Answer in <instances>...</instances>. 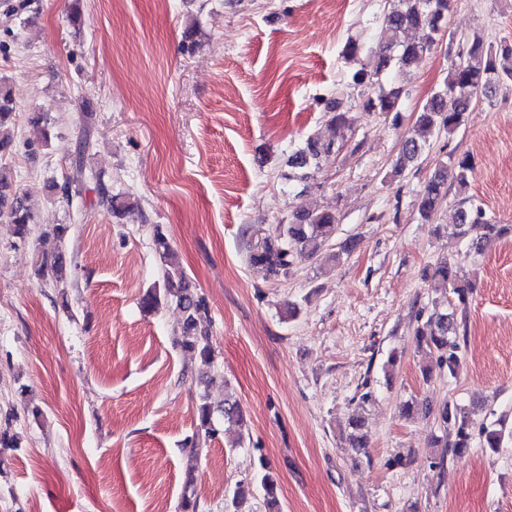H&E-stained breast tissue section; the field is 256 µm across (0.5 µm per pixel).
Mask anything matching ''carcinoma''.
Returning a JSON list of instances; mask_svg holds the SVG:
<instances>
[{
  "instance_id": "obj_1",
  "label": "carcinoma",
  "mask_w": 512,
  "mask_h": 512,
  "mask_svg": "<svg viewBox=\"0 0 512 512\" xmlns=\"http://www.w3.org/2000/svg\"><path fill=\"white\" fill-rule=\"evenodd\" d=\"M388 9L384 16L387 30L398 33L413 31L414 38L407 41H391L375 45L357 40L347 43L344 57L356 58L367 51L374 55L371 70L359 68L351 72L347 87L360 90V105L369 112H399V102L404 93L402 86L394 82V74L404 72L423 55L430 53L443 41L453 43V37H445L448 12L452 0H386ZM459 62L451 69L441 90L436 92L417 112L412 130L404 140L394 172L399 173L407 164L414 161L430 136L450 133L457 129L464 118L470 103L496 85L512 83V43L503 41L497 45L485 43L483 37L475 33L467 38L458 52ZM12 98L7 87L0 83V151L10 150L14 142L12 128ZM324 112L329 116L331 126L336 129V139L321 142L313 138L306 140L292 156L293 167L304 170L298 180L310 178V170L318 168L321 155L340 152L347 147L355 134L349 109L340 98L328 99ZM90 147L89 135L81 139L75 157L71 162L72 177L64 184H54L51 189L70 202L73 188L80 185L84 177V156ZM472 165L468 152H452L448 162L427 180L419 195L417 211L424 220H431L439 205L448 196V182H453L458 190V221L448 232L456 238H464L476 228L483 234L472 239L471 249H482L483 239L506 237L512 234L511 224H501L493 218L484 204L466 194V172ZM0 219L15 227V234L24 239L32 232V216L17 192L13 191L10 172L0 168ZM336 214L330 211H293L288 222L275 225L272 233L248 242L246 260L249 265L265 271L271 280L288 277L295 257L306 254L310 257L325 256L330 261L339 259V253L351 249L346 242L340 252L330 251L336 234ZM69 226L56 225L59 245L52 253L37 256L38 276L47 284L60 286L66 280L70 264L68 253L62 242ZM156 249L162 262V282L154 286L142 299L144 309L152 311L159 307L161 299L172 297L182 312V322L172 336V345L196 359L201 373H208L214 366L215 349L207 329L210 322V308L206 298L196 291L184 270L176 263L174 253L166 237L155 234ZM432 287L448 290L447 306H433L428 312H419L418 318L424 322L417 328L418 345L430 360L423 368V376L431 377L433 368L455 373L458 364L460 340L457 311H465L469 294L474 285L458 282L455 266L450 259L437 262L426 274ZM196 431L187 442L193 452L199 454L207 450L209 443L219 433L221 424L243 426L244 419L237 401L224 400L222 405H214L206 395L199 396L196 406ZM440 425L444 430V447L448 451L462 455L471 447L473 420L457 413L448 406L439 414ZM482 444L487 448H499L512 436L505 419L481 423L479 427ZM259 487L264 493L266 504L271 512H281L278 498V481L274 473L263 461L254 477L247 483L236 485L227 504L228 512H246L244 504L250 489Z\"/></svg>"
}]
</instances>
